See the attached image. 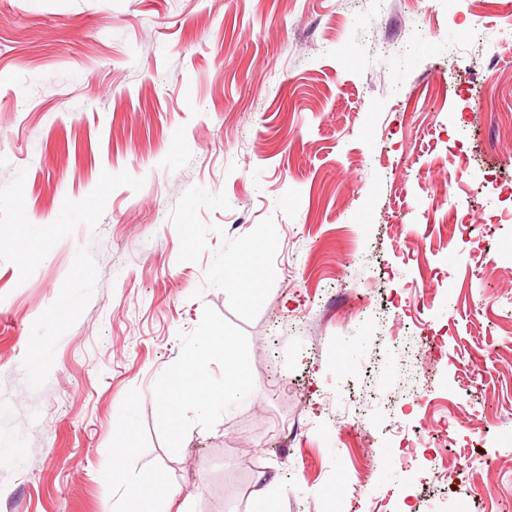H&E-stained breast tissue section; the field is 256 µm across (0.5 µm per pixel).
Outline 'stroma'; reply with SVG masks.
Returning a JSON list of instances; mask_svg holds the SVG:
<instances>
[{"mask_svg": "<svg viewBox=\"0 0 512 512\" xmlns=\"http://www.w3.org/2000/svg\"><path fill=\"white\" fill-rule=\"evenodd\" d=\"M511 26L512 0H0V512L137 479L192 512H512ZM212 330L247 392L204 413ZM220 343V336L212 335L209 332L189 344L186 355L195 363H208L219 356L224 358V391L222 388L220 399L222 402H226L243 393V368L241 355L233 342L225 336L224 352Z\"/></svg>", "mask_w": 512, "mask_h": 512, "instance_id": "1", "label": "stroma"}]
</instances>
